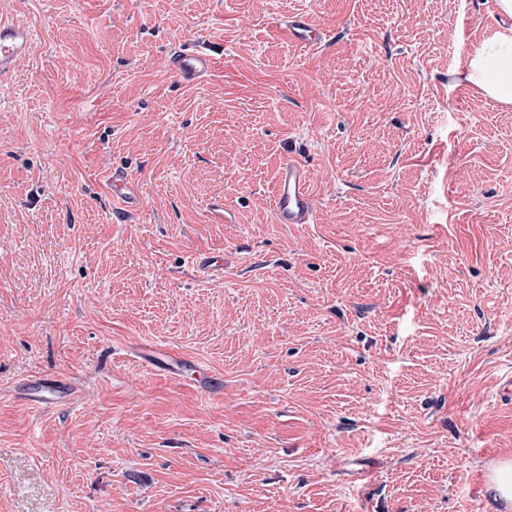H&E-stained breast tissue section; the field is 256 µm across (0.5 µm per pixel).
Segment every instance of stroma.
<instances>
[{"mask_svg": "<svg viewBox=\"0 0 512 512\" xmlns=\"http://www.w3.org/2000/svg\"><path fill=\"white\" fill-rule=\"evenodd\" d=\"M302 14L326 33L291 44ZM0 512H498L512 108L494 0H0ZM177 47L212 72L187 83ZM303 163L313 224H278ZM134 180L130 214L108 174ZM220 255L201 277L197 255ZM153 343L224 380L148 372ZM62 377L72 398L21 396ZM32 44L29 28L0 18V75L9 72L15 62L29 52ZM465 79L486 98L512 106V24L476 46ZM215 58L208 53L178 50L169 57L170 69L186 81H194L208 74L215 66ZM274 213L278 224H313L316 207L304 165L286 161L277 171L274 193Z\"/></svg>", "mask_w": 512, "mask_h": 512, "instance_id": "stroma-1", "label": "stroma"}]
</instances>
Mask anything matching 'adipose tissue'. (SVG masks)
Wrapping results in <instances>:
<instances>
[{"mask_svg":"<svg viewBox=\"0 0 512 512\" xmlns=\"http://www.w3.org/2000/svg\"><path fill=\"white\" fill-rule=\"evenodd\" d=\"M504 24L474 49L465 79L485 97L512 106V0H495Z\"/></svg>","mask_w":512,"mask_h":512,"instance_id":"ef3b65f1","label":"adipose tissue"}]
</instances>
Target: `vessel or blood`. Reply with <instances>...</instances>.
I'll return each mask as SVG.
<instances>
[{
    "instance_id": "b4317fda",
    "label": "vessel or blood",
    "mask_w": 512,
    "mask_h": 512,
    "mask_svg": "<svg viewBox=\"0 0 512 512\" xmlns=\"http://www.w3.org/2000/svg\"><path fill=\"white\" fill-rule=\"evenodd\" d=\"M289 40L303 45H317L322 35L306 16L290 17L285 24ZM32 32L29 28L0 18V75L12 69L15 62L31 49ZM216 61L211 54L200 51L178 50L171 53L169 66L178 77L193 81L208 74ZM112 196L122 206L135 208L140 200L136 186L123 174L112 176ZM274 213L280 224H311L316 219V207L310 187L309 174L300 162L286 161L275 179ZM28 399L37 406L50 407L72 395L73 386L66 380L35 378L25 385Z\"/></svg>"
}]
</instances>
